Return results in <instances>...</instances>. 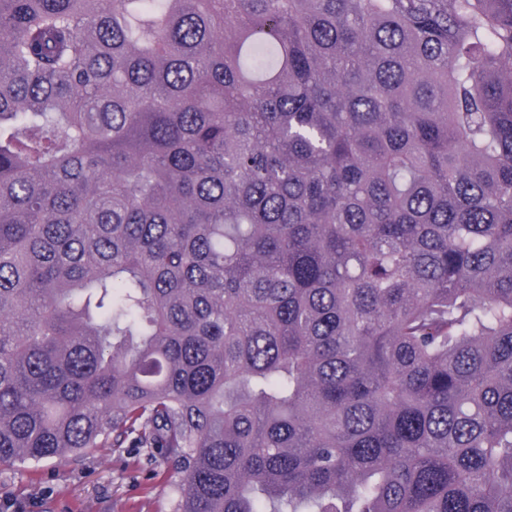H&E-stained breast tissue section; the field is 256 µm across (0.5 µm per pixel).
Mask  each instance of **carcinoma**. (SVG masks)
Returning a JSON list of instances; mask_svg holds the SVG:
<instances>
[{
  "label": "carcinoma",
  "mask_w": 512,
  "mask_h": 512,
  "mask_svg": "<svg viewBox=\"0 0 512 512\" xmlns=\"http://www.w3.org/2000/svg\"><path fill=\"white\" fill-rule=\"evenodd\" d=\"M171 512H512V0H0V465ZM173 480L159 458L147 465L136 448L0 465V512H170Z\"/></svg>",
  "instance_id": "1"
}]
</instances>
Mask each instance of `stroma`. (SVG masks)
<instances>
[{
	"instance_id": "35a3bbf8",
	"label": "stroma",
	"mask_w": 512,
	"mask_h": 512,
	"mask_svg": "<svg viewBox=\"0 0 512 512\" xmlns=\"http://www.w3.org/2000/svg\"><path fill=\"white\" fill-rule=\"evenodd\" d=\"M173 472L133 448L0 465V512H170Z\"/></svg>"
}]
</instances>
